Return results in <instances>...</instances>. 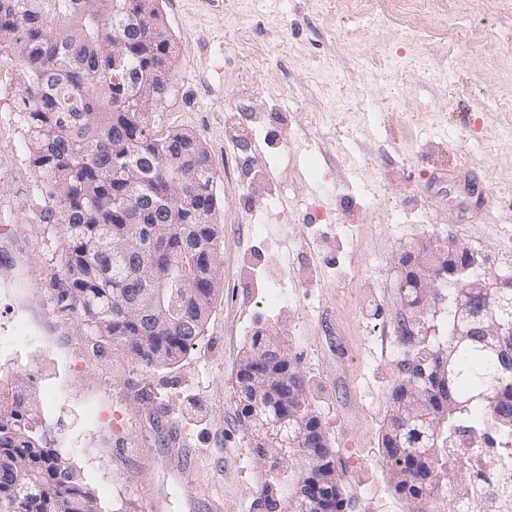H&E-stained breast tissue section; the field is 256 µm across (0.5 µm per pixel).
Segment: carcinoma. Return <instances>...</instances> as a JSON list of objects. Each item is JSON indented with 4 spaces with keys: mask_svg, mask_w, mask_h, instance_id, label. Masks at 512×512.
<instances>
[{
    "mask_svg": "<svg viewBox=\"0 0 512 512\" xmlns=\"http://www.w3.org/2000/svg\"><path fill=\"white\" fill-rule=\"evenodd\" d=\"M113 0H0V47L14 51L22 72L31 77L19 89L18 121L28 137L26 159L36 174V190L45 202L43 219L63 228L58 258L64 288L58 303L69 312L84 336L103 338L120 347L145 370L173 366L196 345L221 284L219 225L210 223L217 207L214 176L199 138L184 131L158 134L148 129L149 114L161 112L172 93L166 63L172 55L170 33L148 25L152 0H134L131 14L141 26L125 21ZM61 22V38L50 34ZM120 47L123 65L112 71V52ZM164 156L160 166L156 159ZM140 209L127 210V201ZM141 224H195L198 250L182 251L177 233L166 251L148 255L143 266L163 280L164 307L173 300L169 284L185 279L178 321L151 323L125 305L126 295L142 292L116 272L114 246L131 245ZM447 298L448 339L437 348L422 344L420 321L399 326L400 340L415 343L420 362L448 363V378L438 394L418 392L407 377L392 389V408L380 458L391 486L411 507L427 512L435 490L446 478L459 485L470 481L463 448H479L483 438L512 440V372L504 371V351H512V326L495 336H469L462 324L512 323V293L489 308L482 289L465 288L454 277L439 289ZM275 337L255 332L241 359L236 403L245 413L254 398L249 381L264 372L260 358ZM288 378L302 394L298 419L312 412L308 381L288 361ZM423 407L442 417L435 430L414 421L398 438L393 428ZM481 409L485 419L473 418ZM37 405L23 391L0 399V499L13 512H104L96 496L80 481L58 448L47 446L46 429ZM430 451L436 473L419 461ZM297 461L298 478L307 480L312 460L306 444L288 449ZM314 512H343V499L311 493Z\"/></svg>",
    "mask_w": 512,
    "mask_h": 512,
    "instance_id": "cac0c4a2",
    "label": "carcinoma"
}]
</instances>
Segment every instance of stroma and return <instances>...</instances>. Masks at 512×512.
I'll return each mask as SVG.
<instances>
[{"label":"stroma","mask_w":512,"mask_h":512,"mask_svg":"<svg viewBox=\"0 0 512 512\" xmlns=\"http://www.w3.org/2000/svg\"><path fill=\"white\" fill-rule=\"evenodd\" d=\"M174 92L153 130L197 135L214 174L222 279L197 345L144 371L93 351L59 310L60 225L41 218L17 124L0 123V379L36 400L106 512H268L275 481L240 415L235 378L255 331L306 375L345 512H408L379 455L398 339L397 259L453 236L512 267V0H159ZM284 114L228 136L225 107ZM327 219L312 221L315 210ZM263 224L264 236L250 227ZM283 299L266 307L271 288ZM197 450L189 494L168 420Z\"/></svg>","instance_id":"obj_1"}]
</instances>
